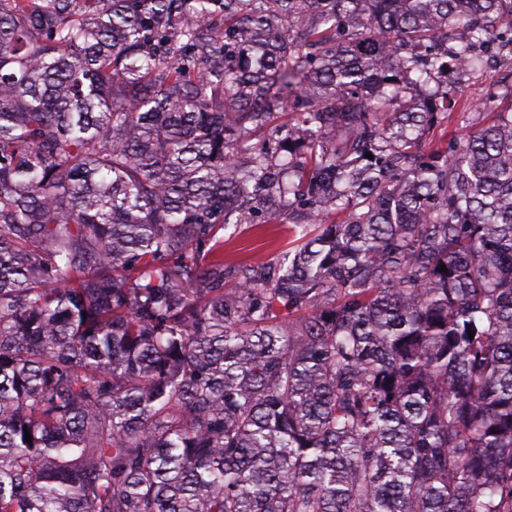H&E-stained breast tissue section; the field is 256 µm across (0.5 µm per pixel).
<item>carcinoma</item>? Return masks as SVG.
Wrapping results in <instances>:
<instances>
[{"mask_svg": "<svg viewBox=\"0 0 512 512\" xmlns=\"http://www.w3.org/2000/svg\"><path fill=\"white\" fill-rule=\"evenodd\" d=\"M503 32L512 0H0V512H512V85L424 140ZM298 224H229L224 230V264L274 262L288 250Z\"/></svg>", "mask_w": 512, "mask_h": 512, "instance_id": "obj_1", "label": "carcinoma"}]
</instances>
